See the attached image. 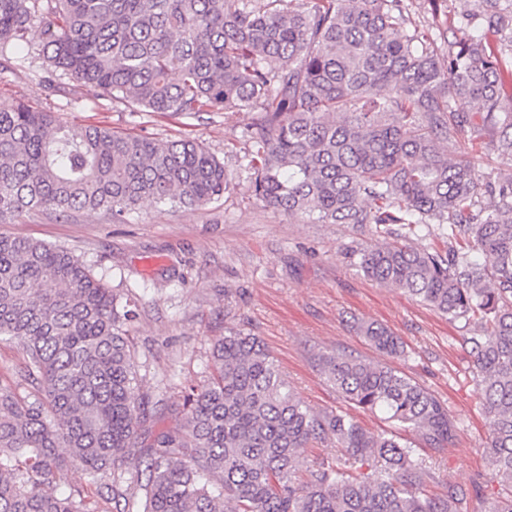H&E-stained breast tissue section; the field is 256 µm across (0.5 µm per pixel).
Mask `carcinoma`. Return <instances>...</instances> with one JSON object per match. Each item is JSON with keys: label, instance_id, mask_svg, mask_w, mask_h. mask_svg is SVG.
Masks as SVG:
<instances>
[{"label": "carcinoma", "instance_id": "1", "mask_svg": "<svg viewBox=\"0 0 512 512\" xmlns=\"http://www.w3.org/2000/svg\"><path fill=\"white\" fill-rule=\"evenodd\" d=\"M496 4L403 36L404 0H0V58L23 51L40 14L53 79L142 112H255L246 168L266 206L371 236L393 224L447 231L441 251L362 242L348 261L451 322L480 325L468 342L501 487L488 512H512V174H482L461 151L492 131L512 156V13ZM234 180L189 138L69 127L23 101L0 105L1 223L29 210L123 222L144 199L195 209ZM135 316L71 251L0 234V342L23 348L36 386L22 395L0 382V512H92L94 495L104 512H462L456 485L423 494L430 473L413 443L313 411L263 340L241 330L214 339L209 377L184 396L179 423L138 444L154 402L125 330ZM358 332L385 360L321 352L326 381L427 447L448 446V408L392 364L399 338L376 323ZM325 442L344 460L295 482L300 450ZM70 467L87 484L58 494Z\"/></svg>", "mask_w": 512, "mask_h": 512}]
</instances>
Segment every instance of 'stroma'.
<instances>
[{
	"instance_id": "stroma-1",
	"label": "stroma",
	"mask_w": 512,
	"mask_h": 512,
	"mask_svg": "<svg viewBox=\"0 0 512 512\" xmlns=\"http://www.w3.org/2000/svg\"><path fill=\"white\" fill-rule=\"evenodd\" d=\"M18 100L68 125L159 140L190 137L237 172L223 198L199 209L147 201L122 223L105 211L56 216L38 210L0 223L2 235L67 248L121 299L131 300L136 318L127 330L148 394L176 408L185 388L207 380L212 341L241 328L264 341L310 407L345 411L348 403L326 382L316 356L340 350L378 359L356 326L383 324L406 352L396 367L444 402L459 426L448 447L417 451L435 477L427 494L479 482L482 492L468 499L466 510L487 512L498 485L485 457L491 423L468 342L479 326L449 322L407 293L357 274L344 255L357 239L350 225L311 224L255 199L240 168L252 111L198 117L136 112L91 87L45 82L34 53L21 62L0 59V104Z\"/></svg>"
}]
</instances>
